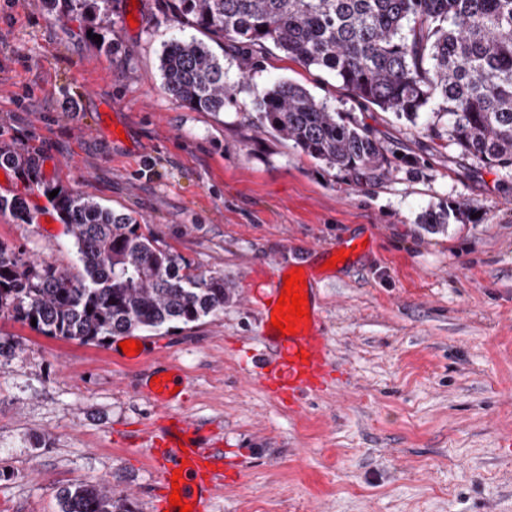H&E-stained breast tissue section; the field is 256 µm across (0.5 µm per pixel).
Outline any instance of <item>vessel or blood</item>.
I'll list each match as a JSON object with an SVG mask.
<instances>
[{"label":"vessel or blood","instance_id":"1","mask_svg":"<svg viewBox=\"0 0 512 512\" xmlns=\"http://www.w3.org/2000/svg\"><path fill=\"white\" fill-rule=\"evenodd\" d=\"M305 309L310 316L301 319L295 335L283 337L267 326L260 332L264 348L257 354L259 372L280 396L291 400L298 390L316 386L329 362L328 343L318 317L312 314L314 306L309 303ZM151 457L162 472L166 490L159 502L161 512H179L170 507L167 493L175 483L181 486L183 501L193 503V512H207L221 479V449L201 444L190 421L174 418L162 428ZM177 470L182 473L178 480L173 477Z\"/></svg>","mask_w":512,"mask_h":512}]
</instances>
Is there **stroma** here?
Returning a JSON list of instances; mask_svg holds the SVG:
<instances>
[{
  "instance_id": "1",
  "label": "stroma",
  "mask_w": 512,
  "mask_h": 512,
  "mask_svg": "<svg viewBox=\"0 0 512 512\" xmlns=\"http://www.w3.org/2000/svg\"><path fill=\"white\" fill-rule=\"evenodd\" d=\"M193 29L158 0H112L111 17L55 16L0 0V244L76 272L68 227L43 193H89L149 225L161 246L235 290L223 311L176 328L83 343L0 313V512H59V490L106 481L127 512H157L149 452L162 413L224 451L208 512H512V170L461 159L409 121L359 106L335 77L273 49L237 102L190 109L164 91L165 42ZM286 80L348 112L399 152L358 185L261 128L254 95ZM467 203L430 232L425 212ZM368 251L334 268L343 239ZM299 263L330 348L320 387L295 405L259 378L266 315L254 283ZM182 378L168 407L154 376Z\"/></svg>"
}]
</instances>
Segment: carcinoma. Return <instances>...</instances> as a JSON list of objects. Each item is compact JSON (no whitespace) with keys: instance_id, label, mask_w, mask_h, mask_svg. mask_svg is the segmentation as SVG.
<instances>
[{"instance_id":"obj_1","label":"carcinoma","mask_w":512,"mask_h":512,"mask_svg":"<svg viewBox=\"0 0 512 512\" xmlns=\"http://www.w3.org/2000/svg\"><path fill=\"white\" fill-rule=\"evenodd\" d=\"M87 16L111 0H64ZM182 22L257 73L274 46L307 68L333 75L363 107L409 120L428 114L431 139L449 135L464 159L512 169V0H163ZM164 90L194 110L222 112L235 101L224 60L201 40L171 39L160 57ZM253 105L268 132L358 183L384 175L396 152L349 112H336L306 88L277 81ZM31 169L0 148V165ZM69 227L78 271L25 262L0 244V313L45 336L95 343L111 336L189 325L224 310L232 289L221 275L195 272L162 248L137 219L45 183ZM28 223L19 197L0 212ZM61 512H112L106 482L59 492Z\"/></svg>"}]
</instances>
